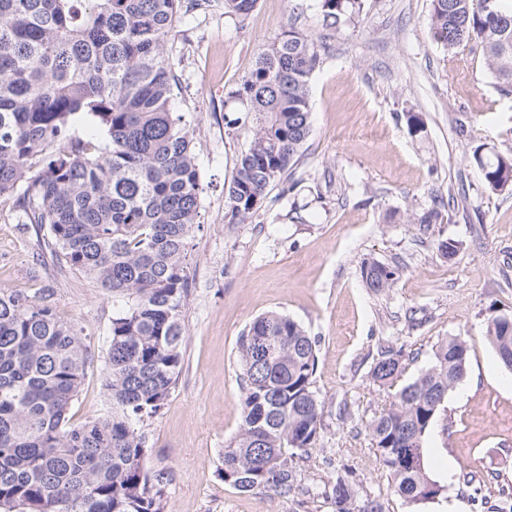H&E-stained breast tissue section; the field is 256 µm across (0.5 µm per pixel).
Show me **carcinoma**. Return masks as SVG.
<instances>
[{
	"label": "carcinoma",
	"instance_id": "cac0c4a2",
	"mask_svg": "<svg viewBox=\"0 0 512 512\" xmlns=\"http://www.w3.org/2000/svg\"><path fill=\"white\" fill-rule=\"evenodd\" d=\"M208 0H0V196L26 223L46 230L51 253L120 302L104 357L106 410L69 423L92 361L85 337L57 315L53 292L0 289V512H165L174 472L148 464L145 420L159 414L182 369L186 247L200 214V175L182 117L171 105L178 78L164 42L181 8ZM257 0H224L244 21ZM430 30L447 49L481 48L503 90L512 92V0H431ZM323 24L360 17L362 0H318ZM320 47L294 27L281 32L228 98L255 117L250 142L227 184L228 223L245 222L288 176L311 133L309 84ZM410 135L424 133L404 113ZM85 123L102 136L79 133ZM487 187L512 188V157L474 153ZM453 195L430 192L417 218L433 224ZM367 288H392L397 272L361 267ZM487 339L512 370V316L487 318ZM470 345L450 336L431 364L368 424L376 459L393 491L412 503L446 498L433 479L425 441L464 377ZM240 429L218 476L240 492L287 499L303 491L293 458L315 447L322 401L315 387L317 341L276 311L240 336ZM403 348L387 346L371 376L402 374ZM332 512H390L361 497L353 470L319 493ZM512 493L480 485L474 509Z\"/></svg>",
	"mask_w": 512,
	"mask_h": 512
}]
</instances>
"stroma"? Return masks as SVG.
I'll list each match as a JSON object with an SVG mask.
<instances>
[{
  "instance_id": "obj_1",
  "label": "stroma",
  "mask_w": 512,
  "mask_h": 512,
  "mask_svg": "<svg viewBox=\"0 0 512 512\" xmlns=\"http://www.w3.org/2000/svg\"><path fill=\"white\" fill-rule=\"evenodd\" d=\"M431 0H363L359 19L322 23L317 0H258L246 21L223 0L180 11L166 40L200 172V225L188 250L184 367L160 414L144 425L149 461L175 481L166 512H331L305 497L242 493L218 477L220 454L241 422L238 342L258 316L281 311L319 345L323 402L315 448L299 460L305 484L323 486L336 466L355 470L391 512H471L461 481L473 472L512 487V371L486 338L490 310L512 314V192L490 191L474 155L512 156V93L502 91L481 50H446L429 30ZM321 45L310 84L311 135L291 177L247 222L227 223L224 185L249 144L230 126L227 94L288 26ZM422 113L411 137L403 115ZM453 194L436 224L415 218L430 191ZM301 220H294L293 211ZM36 226L0 197V289L54 292L58 316L86 336L93 360L69 416L79 423L106 405L103 361L116 308L91 278L51 257ZM459 241L453 257L442 241ZM396 268L393 288L372 293L361 265ZM471 345L465 378L448 394L428 437L432 477L446 500L414 505L395 496L367 425L394 391L371 369L381 347H404L403 381L431 362L436 345Z\"/></svg>"
}]
</instances>
